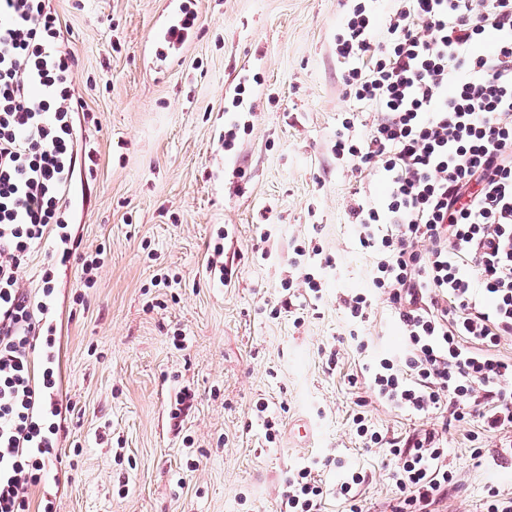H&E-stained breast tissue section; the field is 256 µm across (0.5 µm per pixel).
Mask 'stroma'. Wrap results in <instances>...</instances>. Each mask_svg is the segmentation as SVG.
I'll return each mask as SVG.
<instances>
[{"mask_svg": "<svg viewBox=\"0 0 512 512\" xmlns=\"http://www.w3.org/2000/svg\"><path fill=\"white\" fill-rule=\"evenodd\" d=\"M173 0H50L60 38L78 65L73 113L78 156L68 231L78 254L104 250L93 285L60 264L54 239L36 243L18 278L54 287L56 379L72 409L61 421L60 458L30 492L53 512H279L290 469L339 458L367 473L363 512H391L396 489L386 451L365 449L351 426L359 398L387 438L440 428L459 486L445 512H481L487 485L512 494V425L474 443L477 422L414 418L351 388L364 357L401 347L386 301L349 322L345 295L369 285L374 259L348 222L354 200L378 198V177L338 161L336 131L349 113L365 132L373 111L349 96L335 52L347 0H197L201 27L167 60L148 57ZM251 60L249 112L224 94ZM246 132L232 150L224 129ZM224 246L231 282L211 273ZM313 259L322 298L302 325L272 318L295 277L298 247ZM336 365H328L329 350ZM194 401L182 422L180 392ZM266 412H259L260 403ZM272 418L277 436L266 440ZM307 422L310 441L293 437ZM485 456L475 462L474 446Z\"/></svg>", "mask_w": 512, "mask_h": 512, "instance_id": "35a3bbf8", "label": "stroma"}]
</instances>
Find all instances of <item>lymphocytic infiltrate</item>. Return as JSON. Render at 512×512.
Segmentation results:
<instances>
[{"label": "lymphocytic infiltrate", "mask_w": 512, "mask_h": 512, "mask_svg": "<svg viewBox=\"0 0 512 512\" xmlns=\"http://www.w3.org/2000/svg\"><path fill=\"white\" fill-rule=\"evenodd\" d=\"M350 95L376 112L358 139L344 119L338 156L385 182L350 206L360 249L376 256L369 292L343 300L350 320L385 298L403 331L399 352L362 365L365 383L402 413L477 419L481 433L512 424V0H397L376 22L357 0L336 34ZM75 56L48 0H0V512H29L28 491L58 456L47 317L53 287L35 297L17 272L34 243L55 236L73 255L66 211L77 157L71 114ZM366 447H388L392 512H439L458 483L436 428L386 443L363 413ZM316 464L289 471L280 512H323Z\"/></svg>", "instance_id": "lymphocytic-infiltrate-1"}]
</instances>
